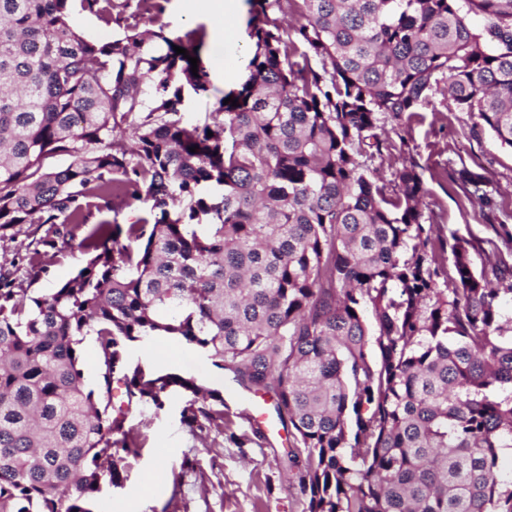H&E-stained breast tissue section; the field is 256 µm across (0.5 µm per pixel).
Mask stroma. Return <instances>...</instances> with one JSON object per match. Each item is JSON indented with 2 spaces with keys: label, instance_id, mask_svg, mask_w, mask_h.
<instances>
[{
  "label": "stroma",
  "instance_id": "obj_1",
  "mask_svg": "<svg viewBox=\"0 0 512 512\" xmlns=\"http://www.w3.org/2000/svg\"><path fill=\"white\" fill-rule=\"evenodd\" d=\"M115 3L123 23L99 21L82 9L81 0H70L69 22L100 44L122 37L129 23L171 38L205 31L200 56L211 91L206 97L186 98L188 114L208 111L216 97L243 82L244 65L226 66L224 44L211 36L212 21L201 0H156L153 9L146 0ZM476 121L473 113L458 110L444 90H433L417 111L380 115L377 133L386 147L382 155L365 159L364 166L391 189L403 167L415 165L426 189L420 204L423 220L442 236L486 238L495 225L512 228V150L502 147L490 132L477 129ZM464 166L485 175L493 207L469 202L452 182V173ZM130 356L144 366L175 367L223 388L225 418L237 433L252 434L253 442L245 448L229 442L209 447L182 428L175 405L159 414L133 412L128 423L142 433L145 446L138 457L127 459L123 487L112 489L106 499L108 512H162L171 500L179 512H303V497L289 482L284 458L288 433L277 422L273 407H266L264 424L252 429L244 418L251 393L178 339L158 336L135 344ZM157 472L165 473L164 481H153Z\"/></svg>",
  "mask_w": 512,
  "mask_h": 512
}]
</instances>
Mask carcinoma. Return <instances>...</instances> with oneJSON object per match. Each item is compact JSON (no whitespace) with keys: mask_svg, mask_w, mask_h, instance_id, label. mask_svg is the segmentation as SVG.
<instances>
[{"mask_svg":"<svg viewBox=\"0 0 512 512\" xmlns=\"http://www.w3.org/2000/svg\"><path fill=\"white\" fill-rule=\"evenodd\" d=\"M251 2L245 80L190 120L209 74L173 46L198 58L194 41L128 25L100 45L69 0H0V242L33 238L32 283L81 255L46 291L0 271V512H99L140 455L128 415L176 397L190 435L250 442L224 426L222 390L131 362L155 336L273 400L304 512H512V232L449 242L421 223L414 166L389 194L360 161L382 154L379 114L441 84L512 149V0H300L292 29L268 14L281 0ZM82 5L112 22V0ZM452 181L477 193L484 176ZM129 200L140 223H89ZM73 254V257L51 266L49 273L42 276L31 288L45 291L48 288H52L57 282L67 279L74 272L80 259V254L77 250Z\"/></svg>","mask_w":512,"mask_h":512,"instance_id":"cac0c4a2","label":"carcinoma"}]
</instances>
